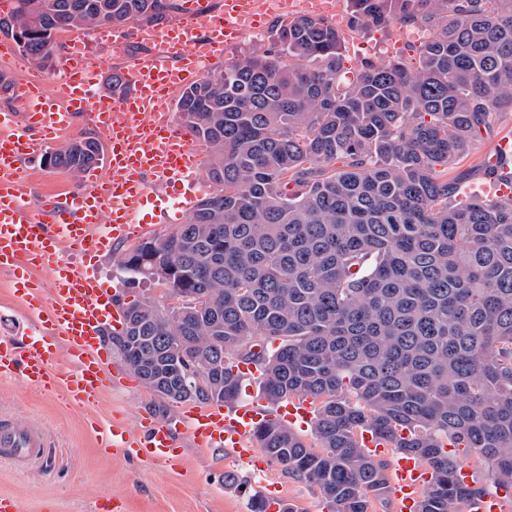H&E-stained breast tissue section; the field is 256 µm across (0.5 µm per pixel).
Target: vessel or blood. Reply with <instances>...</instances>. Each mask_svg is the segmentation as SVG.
I'll return each instance as SVG.
<instances>
[{"mask_svg":"<svg viewBox=\"0 0 512 512\" xmlns=\"http://www.w3.org/2000/svg\"><path fill=\"white\" fill-rule=\"evenodd\" d=\"M183 18L174 25L149 26L148 45L161 57L129 58L123 89L96 91L105 59L85 48L65 51L60 93L37 91L25 81L12 91L17 112L0 113V269L13 273L16 294L31 322L25 338L0 336V378L13 377L44 390L63 389L78 405H90L112 387L100 338L121 332L124 309L112 300L89 262L105 244L129 241L150 224L191 211L197 195L188 180L202 156L185 128L173 118L178 94L196 83L200 62L223 60L227 43L243 34V17L259 26L256 0H224L222 11L205 0H183ZM87 123L106 138L103 165L92 184L60 195L56 206L35 208L26 200L22 166L46 147ZM73 366L59 367L60 352ZM288 423H307L312 405L304 398L279 407ZM264 412L254 401L195 407L178 420L143 417L138 432L100 428L105 447L138 448L148 460L167 462L174 435L187 433L201 448L250 463L261 450L253 432ZM43 428L28 419L0 416V460L18 468L42 462L47 454ZM428 474L420 459L394 454L391 488L399 512H414ZM468 512H512L506 493L471 500Z\"/></svg>","mask_w":512,"mask_h":512,"instance_id":"vessel-or-blood-1","label":"vessel or blood"}]
</instances>
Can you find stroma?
<instances>
[{"label":"stroma","mask_w":512,"mask_h":512,"mask_svg":"<svg viewBox=\"0 0 512 512\" xmlns=\"http://www.w3.org/2000/svg\"><path fill=\"white\" fill-rule=\"evenodd\" d=\"M340 34L347 69L364 57H398L407 41L406 33L395 28L358 32L346 26ZM504 144L512 148V112L502 113L496 131L478 140L469 157L454 165L453 175L463 179L462 199L491 198L492 181L476 166L484 154L496 153ZM26 170L34 203L50 192L86 185L39 160ZM132 248V243H120L97 255L95 267L102 281L114 290L119 304L143 297L165 303L163 287H129L121 261ZM162 403L139 382L114 386L97 404L82 408L70 405L62 391L41 392L16 379L0 378V413L38 422L49 445L44 462L27 469L0 461V497L19 499L30 512H249L251 496L263 497L272 489L279 502L292 503L299 512H329L317 486L288 475L278 464L268 463L259 471L225 453L203 450L183 433L178 436L180 465L175 469L100 446L96 423L116 422L133 431L141 411Z\"/></svg>","instance_id":"stroma-1"}]
</instances>
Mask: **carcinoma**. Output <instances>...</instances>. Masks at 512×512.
I'll return each instance as SVG.
<instances>
[{
    "label": "carcinoma",
    "instance_id": "carcinoma-1",
    "mask_svg": "<svg viewBox=\"0 0 512 512\" xmlns=\"http://www.w3.org/2000/svg\"><path fill=\"white\" fill-rule=\"evenodd\" d=\"M0 31L48 67L60 31L158 24L175 0H14ZM354 29L422 27L389 61L342 67L336 24L276 19L269 47L184 91L183 126L208 149L218 186L189 220L122 261L174 304L125 308L112 345L172 402H235L238 362L265 399L319 402L309 447L276 419L254 439L319 488L330 512H370L390 494L372 430L418 457L430 480L416 512H458L489 493L459 478L447 445L512 489V199L453 203L448 167L512 112V0H346ZM95 137L47 154L80 175ZM342 166H336V162ZM277 348L268 350L274 341Z\"/></svg>",
    "mask_w": 512,
    "mask_h": 512
}]
</instances>
